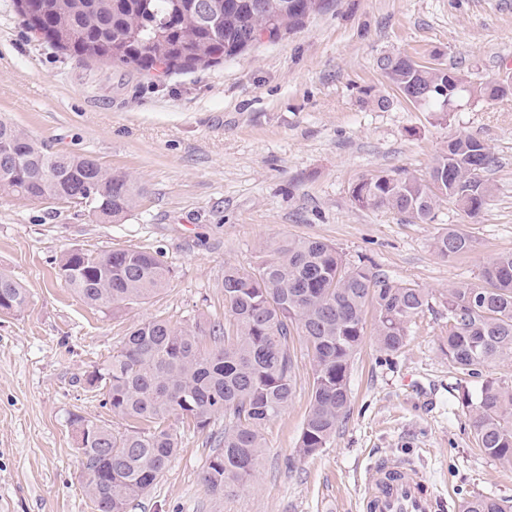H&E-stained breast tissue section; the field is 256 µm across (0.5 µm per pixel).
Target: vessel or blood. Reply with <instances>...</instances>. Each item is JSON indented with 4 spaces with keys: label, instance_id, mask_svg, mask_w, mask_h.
<instances>
[{
    "label": "vessel or blood",
    "instance_id": "vessel-or-blood-1",
    "mask_svg": "<svg viewBox=\"0 0 512 512\" xmlns=\"http://www.w3.org/2000/svg\"><path fill=\"white\" fill-rule=\"evenodd\" d=\"M438 497L423 471L410 463L384 459L371 470L362 512H436Z\"/></svg>",
    "mask_w": 512,
    "mask_h": 512
}]
</instances>
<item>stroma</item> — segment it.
<instances>
[{
	"label": "stroma",
	"mask_w": 512,
	"mask_h": 512,
	"mask_svg": "<svg viewBox=\"0 0 512 512\" xmlns=\"http://www.w3.org/2000/svg\"><path fill=\"white\" fill-rule=\"evenodd\" d=\"M404 52L476 86L512 84V0H325L281 38L163 75L58 52L31 34L14 0H0V115L145 189L118 223L64 201L0 197V270L29 294L24 311L0 316V512H96L71 418L117 431L130 422L112 414L88 374L143 320H223L225 268L253 267L261 245L288 235L326 240L346 262L423 288L429 310L397 354L366 338L350 369V413L326 448L296 453L312 389L297 340L295 393L262 428L259 474L210 493L203 474L223 420L202 431L173 420L178 450L128 512H362L369 469L384 456L421 466L440 512H460L476 494L512 502V465L477 447L458 399L465 380L440 348L448 286L477 282L490 258L512 251V94L424 111L377 65ZM459 133L498 159L479 215L445 202L421 223L353 203L350 187L363 176H427ZM449 227L469 233L473 250L438 256L432 241ZM69 248L156 252L171 280L119 313L93 309L56 276Z\"/></svg>",
	"instance_id": "obj_1"
}]
</instances>
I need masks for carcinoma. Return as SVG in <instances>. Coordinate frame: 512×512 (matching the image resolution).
Listing matches in <instances>:
<instances>
[{"label":"carcinoma","mask_w":512,"mask_h":512,"mask_svg":"<svg viewBox=\"0 0 512 512\" xmlns=\"http://www.w3.org/2000/svg\"><path fill=\"white\" fill-rule=\"evenodd\" d=\"M15 0L27 29L50 45L83 59L150 73L207 68L246 51L255 31L276 40L322 8L324 0ZM379 66L405 97L429 112H455L471 97L492 99L494 83L456 89L459 72L418 65L406 54L384 56ZM497 158L484 141L450 137L426 178L384 171L352 184L360 208L385 209L426 223L447 201L470 216L488 204L487 178ZM144 188L131 174L113 172L82 154L51 151L26 130L0 117V197L31 202L63 200L100 221H119L137 206ZM474 240L451 227L433 238L443 258L466 254ZM155 253L137 249L64 251L57 275L87 305L116 312L143 302L170 281ZM224 323L182 328L145 320L124 338L102 383L112 414L136 425L123 431L97 426L98 437L80 452L84 488L97 512H128L164 473L178 448L170 419L205 429L224 418V436L210 457L203 482L215 493L229 482L254 478L264 442L261 427L288 406L295 392L293 337L310 357V408L297 453L325 447L350 411L351 361L373 322V340L386 356L401 351L411 325L429 307L428 295L363 264L345 262L319 238L284 236L260 249L252 270H224ZM28 294L0 271V307L22 311ZM455 326L443 336V352L459 372L477 379L459 401L472 415L477 447L512 464V385L486 374L512 357V252L492 257L477 284L451 285L445 296ZM213 341L205 345L204 338ZM461 512H512L502 499L474 496Z\"/></svg>","instance_id":"obj_1"}]
</instances>
